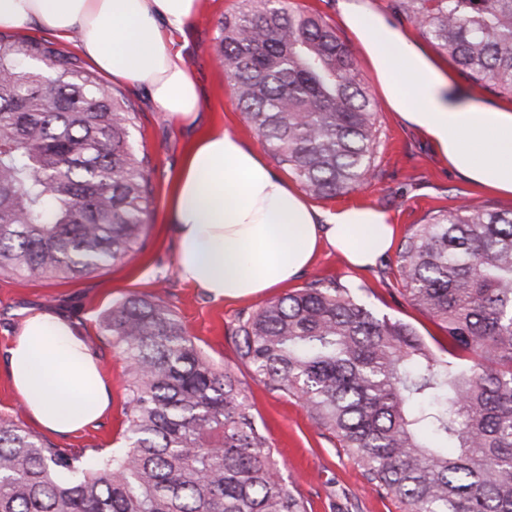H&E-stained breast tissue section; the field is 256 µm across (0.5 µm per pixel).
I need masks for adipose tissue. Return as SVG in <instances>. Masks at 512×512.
<instances>
[{"mask_svg": "<svg viewBox=\"0 0 512 512\" xmlns=\"http://www.w3.org/2000/svg\"><path fill=\"white\" fill-rule=\"evenodd\" d=\"M201 0H0V30L30 25L75 39L113 82L143 88L171 118L200 109L199 88L172 33ZM339 22L359 40L385 106L419 131L465 181L512 199V102L481 103L453 67L390 20L373 0H340ZM179 278L210 297L254 298L287 284L324 246L354 268L374 266L395 228L367 206L320 212L265 156L233 132L210 130L186 151L168 201ZM7 367L28 413L69 435L103 417L110 387L77 321L51 310L24 317Z\"/></svg>", "mask_w": 512, "mask_h": 512, "instance_id": "adipose-tissue-1", "label": "adipose tissue"}]
</instances>
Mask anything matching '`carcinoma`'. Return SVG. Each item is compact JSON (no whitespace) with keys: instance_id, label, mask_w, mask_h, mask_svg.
Returning <instances> with one entry per match:
<instances>
[{"instance_id":"cac0c4a2","label":"carcinoma","mask_w":512,"mask_h":512,"mask_svg":"<svg viewBox=\"0 0 512 512\" xmlns=\"http://www.w3.org/2000/svg\"><path fill=\"white\" fill-rule=\"evenodd\" d=\"M397 8L468 77L512 95V0ZM218 31L239 108L306 191L330 198L376 177L377 104L320 15L239 0ZM135 120L76 56L0 45L1 274L78 279L138 251L152 168ZM397 273L399 293L446 331L448 357L322 279L246 313L239 356L405 512H512V211L432 216L401 242ZM100 326L125 361L126 448H97L89 466L1 419L0 512H307L233 370L161 299L132 295Z\"/></svg>"}]
</instances>
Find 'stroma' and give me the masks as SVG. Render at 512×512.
Here are the masks:
<instances>
[{"mask_svg":"<svg viewBox=\"0 0 512 512\" xmlns=\"http://www.w3.org/2000/svg\"><path fill=\"white\" fill-rule=\"evenodd\" d=\"M236 5V0H202L199 13L175 38L183 48L188 71L203 89L194 122L172 121L138 86H116L137 114L135 146L150 156L154 166L152 214L140 250L125 261L74 281L0 275V418H21L31 432L43 434V427L27 416L25 403L7 375L5 358L14 330L25 315L55 309L79 322L110 386L111 406L100 422L65 438L52 436L51 441L61 448L85 451L90 460L95 449H118L125 427V363L110 338L101 334L100 321L112 305L129 295L153 294L170 307L203 355L216 367L234 370L257 421L266 426L288 488L304 498L307 512H401L399 500L380 497L367 485L361 468L332 434L316 427L299 400L270 390L241 360L232 334L239 316L257 309L259 300L212 299L181 282L175 270L176 242L166 222V207L191 142L217 128L233 131L255 149L263 147L237 105L230 79L216 62L219 21ZM378 127L377 178L355 190L316 199L317 207L331 211L348 205L381 209L389 215L400 239L426 223L433 213L453 210L465 200L475 206L512 210V200L459 178L431 143L396 113L380 109ZM396 260V252L391 251L376 266L358 271L340 254L324 247L303 274L274 290L273 295L284 296L317 278L340 281L374 313L412 325L436 353H443L448 346L447 334L399 294Z\"/></svg>","mask_w":512,"mask_h":512,"instance_id":"obj_1","label":"stroma"}]
</instances>
